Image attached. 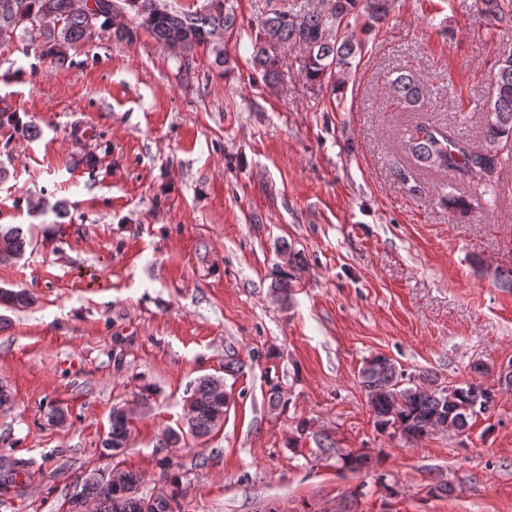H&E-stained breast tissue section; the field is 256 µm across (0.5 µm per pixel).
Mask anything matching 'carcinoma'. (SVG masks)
<instances>
[{"mask_svg":"<svg viewBox=\"0 0 512 512\" xmlns=\"http://www.w3.org/2000/svg\"><path fill=\"white\" fill-rule=\"evenodd\" d=\"M323 11L297 9L282 3L260 20L263 41L254 46L253 61L265 75L273 74L275 59L272 47L301 46L305 49L303 71L313 84L333 80V91L341 92L352 67V59L362 52L363 41L355 30L342 40H330L328 32L349 18L366 17L373 23L386 20L391 0H330ZM474 7L486 28L512 24V0H474ZM128 13L138 19V26L149 31L158 41L177 45L183 53L185 76L191 75L194 50L211 48L216 60L227 62L224 32L236 26V16L227 0H206L200 11L182 13L168 0H0V34L17 31L38 40L41 53L63 65L69 51L95 34L109 33L121 40H131L136 31L124 24L114 25L113 18ZM393 100L404 110H415L425 103L426 89L411 70H400L390 80ZM13 129L18 138H26L30 125L23 123L15 112L0 111V128ZM512 141V55L498 64L494 93L480 131V140L465 138L451 125L417 124L405 129L399 146L404 155L419 170L427 173L445 172L458 177L466 191L440 192L439 203L452 214L469 212L468 198L474 194L496 199L493 180L501 152ZM29 240L24 229L15 224H0V263L18 259L25 253ZM34 296L25 289H0V306L26 307ZM362 383L374 382L382 389L368 394L374 424L381 430L401 431L409 438H420L444 420L458 432L469 427V419L488 411L495 403L496 391L479 381H470L435 391L436 380L424 377L427 388L403 386L394 363L384 355L366 360L360 371ZM190 396L196 399L192 417L177 431L165 433L164 444L175 446L184 436L206 437L216 429L217 420L224 417L226 397L224 385L214 376L199 378ZM131 433V419L121 408L112 409L110 430L102 441L103 448L118 451L126 447ZM176 487L171 498L149 506V512H180V477H171ZM141 475L133 470L115 469L107 484L87 479L71 502L92 505V512H113V501L135 489Z\"/></svg>","mask_w":512,"mask_h":512,"instance_id":"carcinoma-1","label":"carcinoma"}]
</instances>
